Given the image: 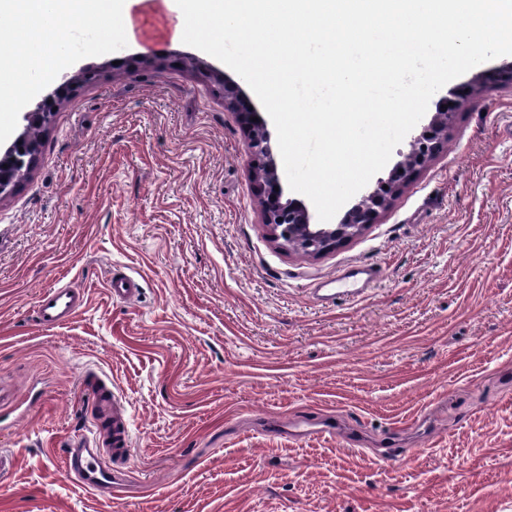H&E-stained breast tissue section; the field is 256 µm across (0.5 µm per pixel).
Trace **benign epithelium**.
Instances as JSON below:
<instances>
[{
  "instance_id": "obj_1",
  "label": "benign epithelium",
  "mask_w": 512,
  "mask_h": 512,
  "mask_svg": "<svg viewBox=\"0 0 512 512\" xmlns=\"http://www.w3.org/2000/svg\"><path fill=\"white\" fill-rule=\"evenodd\" d=\"M182 61L209 72L206 90L224 98V108L238 113L247 128L248 165L257 187L261 223L267 228L270 239L281 249L305 256H319L342 246L387 211L394 199L443 151L448 143L452 112L466 97L462 88L448 90L428 123L411 135L408 151L400 153L401 160L393 166L388 178L378 181L375 189L355 200L338 223L317 224L303 202L286 197L267 122L242 88L196 57L185 55ZM96 71V66L86 65L75 75L63 74L56 87L24 113L23 132L0 152V200L13 195L37 164L42 140H31L30 129L34 126L48 129L55 114L52 106L58 105L83 75ZM511 82L512 64L481 77L478 85L483 90H491Z\"/></svg>"
}]
</instances>
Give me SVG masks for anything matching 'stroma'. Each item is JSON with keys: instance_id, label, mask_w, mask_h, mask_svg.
I'll use <instances>...</instances> for the list:
<instances>
[{"instance_id": "35a3bbf8", "label": "stroma", "mask_w": 512, "mask_h": 512, "mask_svg": "<svg viewBox=\"0 0 512 512\" xmlns=\"http://www.w3.org/2000/svg\"><path fill=\"white\" fill-rule=\"evenodd\" d=\"M98 40L60 41L69 73L105 71L0 202V382L21 404L0 512H512V85L472 93L388 212L310 258L259 223L239 115L174 63L191 46L144 70V43ZM52 88L0 108V146ZM124 275L129 300L109 291ZM53 284L85 304L47 328ZM90 371L132 436L122 495L64 468Z\"/></svg>"}]
</instances>
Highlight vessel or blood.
<instances>
[{
    "label": "vessel or blood",
    "instance_id": "obj_1",
    "mask_svg": "<svg viewBox=\"0 0 512 512\" xmlns=\"http://www.w3.org/2000/svg\"><path fill=\"white\" fill-rule=\"evenodd\" d=\"M85 294L74 288L51 287L38 300V318L48 328L64 324L83 307ZM89 398L100 420L112 422L110 435H103L99 424L87 434L73 439L65 453L69 476L84 487L104 491L112 487V464H124L131 456L128 428L119 411V403L111 388L103 382L88 384Z\"/></svg>",
    "mask_w": 512,
    "mask_h": 512
}]
</instances>
